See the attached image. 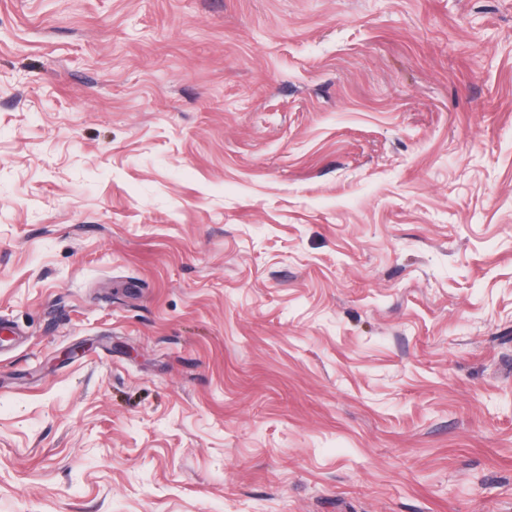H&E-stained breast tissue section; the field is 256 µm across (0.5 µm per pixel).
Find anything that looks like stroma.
Instances as JSON below:
<instances>
[{"instance_id":"1","label":"stroma","mask_w":512,"mask_h":512,"mask_svg":"<svg viewBox=\"0 0 512 512\" xmlns=\"http://www.w3.org/2000/svg\"><path fill=\"white\" fill-rule=\"evenodd\" d=\"M0 512H512V0H0Z\"/></svg>"}]
</instances>
